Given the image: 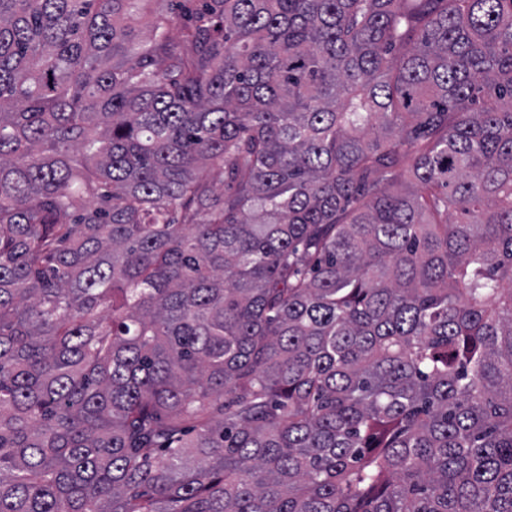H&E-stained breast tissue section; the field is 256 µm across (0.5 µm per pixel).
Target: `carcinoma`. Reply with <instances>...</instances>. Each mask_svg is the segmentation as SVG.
<instances>
[{"instance_id":"1","label":"carcinoma","mask_w":512,"mask_h":512,"mask_svg":"<svg viewBox=\"0 0 512 512\" xmlns=\"http://www.w3.org/2000/svg\"><path fill=\"white\" fill-rule=\"evenodd\" d=\"M199 2L0 0V512H512V0Z\"/></svg>"}]
</instances>
